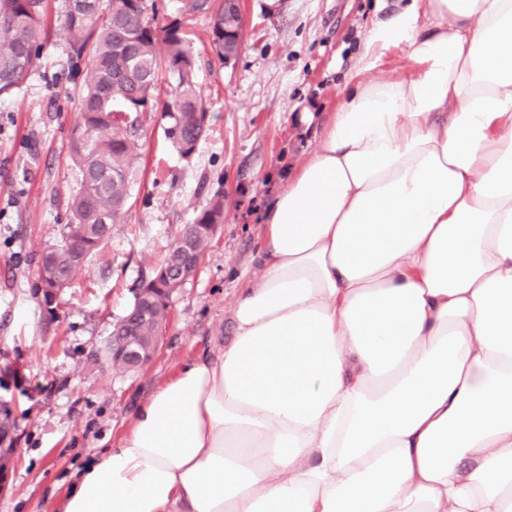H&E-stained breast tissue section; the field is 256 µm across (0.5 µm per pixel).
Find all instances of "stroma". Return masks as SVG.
Returning <instances> with one entry per match:
<instances>
[{"instance_id":"1","label":"stroma","mask_w":512,"mask_h":512,"mask_svg":"<svg viewBox=\"0 0 512 512\" xmlns=\"http://www.w3.org/2000/svg\"><path fill=\"white\" fill-rule=\"evenodd\" d=\"M178 22L197 56L210 129L191 158L169 144L159 113L132 136L121 223L52 305L37 291L43 251L57 242L81 174L69 155L80 88L59 34L66 0H44L49 38L38 65L0 98V368L19 373L18 455L0 512H55L84 464L118 446L137 408L183 362L212 355L225 310L257 276L261 224L350 90L379 20L426 0H242V49L223 63L195 0H147ZM224 223L196 275L171 296L156 357L135 371L93 361L184 225L216 191Z\"/></svg>"}]
</instances>
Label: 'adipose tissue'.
<instances>
[{"label":"adipose tissue","mask_w":512,"mask_h":512,"mask_svg":"<svg viewBox=\"0 0 512 512\" xmlns=\"http://www.w3.org/2000/svg\"><path fill=\"white\" fill-rule=\"evenodd\" d=\"M259 265L60 512H512V0L377 22ZM412 65L407 57L406 49L402 46L394 47L385 52L373 74L395 79L407 73Z\"/></svg>","instance_id":"ef3b65f1"}]
</instances>
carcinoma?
<instances>
[{"label":"carcinoma","mask_w":512,"mask_h":512,"mask_svg":"<svg viewBox=\"0 0 512 512\" xmlns=\"http://www.w3.org/2000/svg\"><path fill=\"white\" fill-rule=\"evenodd\" d=\"M146 0H110L100 10V0H71L60 24L71 59L90 61L86 70L74 69L81 78L79 113L69 142L71 157L81 173L71 194V222L60 240L50 246L40 269L39 282L67 287L75 273L112 236L129 196L132 164V130L138 113L155 97L160 71L168 74L171 90L158 111L166 119L165 136L184 157L194 153L209 124L195 113L207 108L196 82V57L181 27L173 22L158 26L149 20ZM199 10H212L211 46L224 58V42L243 39V25L224 21V4L196 0ZM0 96L10 95L27 78L39 59L47 32L43 0H0ZM166 46L158 58V43ZM224 213V195L214 194L199 210L195 223L211 224ZM169 310L162 303L153 317L126 318L122 331L150 336L167 324Z\"/></svg>","instance_id":"carcinoma-1"}]
</instances>
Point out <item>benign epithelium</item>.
I'll return each mask as SVG.
<instances>
[{"mask_svg": "<svg viewBox=\"0 0 512 512\" xmlns=\"http://www.w3.org/2000/svg\"><path fill=\"white\" fill-rule=\"evenodd\" d=\"M217 224H188L180 235L175 246L176 259L167 266L155 270L152 279L153 287L140 288L135 294L133 311L141 315L145 312L148 295L172 293L187 280L194 277L199 270L202 258L191 262H182V257L194 254V242L198 235L213 237L217 232ZM160 344L157 336H114L112 337V367L120 365L125 368L139 369L149 364L155 357ZM18 385L14 373L0 371V424H8V429L0 431V447L10 448L8 457L0 460V496L9 489L12 471L15 466V455L18 444L17 426L14 420V404L11 392Z\"/></svg>", "mask_w": 512, "mask_h": 512, "instance_id": "1", "label": "benign epithelium"}]
</instances>
